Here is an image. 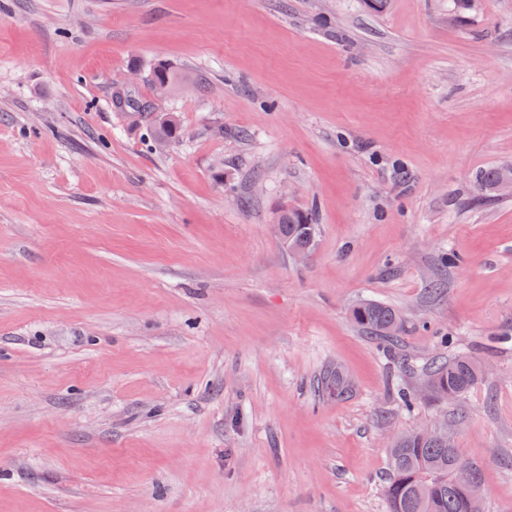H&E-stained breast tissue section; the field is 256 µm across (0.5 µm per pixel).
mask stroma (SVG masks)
Instances as JSON below:
<instances>
[{
	"instance_id": "stroma-1",
	"label": "stroma",
	"mask_w": 512,
	"mask_h": 512,
	"mask_svg": "<svg viewBox=\"0 0 512 512\" xmlns=\"http://www.w3.org/2000/svg\"><path fill=\"white\" fill-rule=\"evenodd\" d=\"M158 64L163 150L112 106ZM494 167L512 0H0V512H387L389 437L432 424L512 512ZM362 301L400 313L392 350ZM460 351L474 387L420 390ZM508 176H512L511 170L506 171L499 168H489L483 171L480 174L479 178L477 179L476 190L478 192H481V194L483 195L497 191L501 195L511 196L512 178L502 180L503 178ZM500 180L502 181L499 183ZM276 224V233L284 242L304 241L308 231H314L316 235L317 224H314L312 213L298 209L288 210Z\"/></svg>"
}]
</instances>
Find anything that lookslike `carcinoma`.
<instances>
[{"label":"carcinoma","mask_w":512,"mask_h":512,"mask_svg":"<svg viewBox=\"0 0 512 512\" xmlns=\"http://www.w3.org/2000/svg\"><path fill=\"white\" fill-rule=\"evenodd\" d=\"M112 103L123 112L154 111L150 101H136L119 92ZM176 132L177 125L169 119L153 122L156 141L172 140ZM511 175V171L489 168L477 179L476 190L483 195L493 193L499 181ZM310 230H317L312 214L298 209L284 213L276 225L277 235L285 242L303 241ZM351 318L381 340L394 337L402 327L400 315L382 303H360L351 309ZM423 376L433 381V396L446 393L455 398L477 383L481 369L471 356L459 353L448 361L430 364ZM326 385L338 397L349 390L347 379L339 371L328 374ZM461 462H467L461 449L448 447L446 441L431 439L416 429L396 435L389 448L390 475L384 486L388 512H481L480 497L453 483L454 471Z\"/></svg>","instance_id":"cac0c4a2"}]
</instances>
